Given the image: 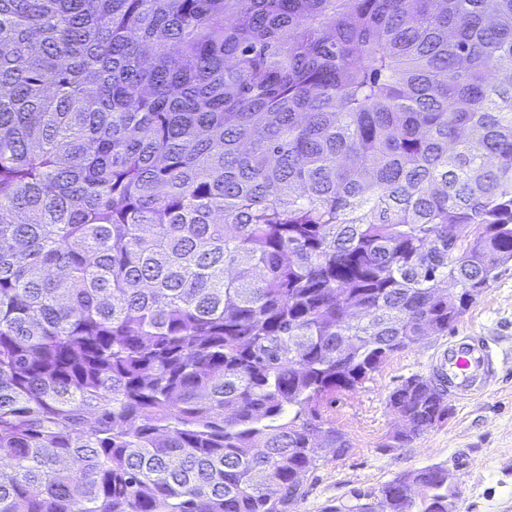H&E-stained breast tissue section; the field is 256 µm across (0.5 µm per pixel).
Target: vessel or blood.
Here are the masks:
<instances>
[{"label":"vessel or blood","mask_w":512,"mask_h":512,"mask_svg":"<svg viewBox=\"0 0 512 512\" xmlns=\"http://www.w3.org/2000/svg\"><path fill=\"white\" fill-rule=\"evenodd\" d=\"M491 353L485 343L470 336H457L439 356L448 377V389L459 399L483 394L490 383L488 366Z\"/></svg>","instance_id":"vessel-or-blood-1"}]
</instances>
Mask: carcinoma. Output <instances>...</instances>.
I'll return each instance as SVG.
<instances>
[{"label":"carcinoma","instance_id":"carcinoma-1","mask_svg":"<svg viewBox=\"0 0 512 512\" xmlns=\"http://www.w3.org/2000/svg\"><path fill=\"white\" fill-rule=\"evenodd\" d=\"M508 262L512 0H0V512H288Z\"/></svg>","mask_w":512,"mask_h":512}]
</instances>
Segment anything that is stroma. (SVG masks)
I'll list each match as a JSON object with an SVG mask.
<instances>
[{
    "instance_id": "obj_1",
    "label": "stroma",
    "mask_w": 512,
    "mask_h": 512,
    "mask_svg": "<svg viewBox=\"0 0 512 512\" xmlns=\"http://www.w3.org/2000/svg\"><path fill=\"white\" fill-rule=\"evenodd\" d=\"M452 334L488 338L495 371L488 390L465 402L449 397L444 424L406 447L386 450L387 435L400 424L387 406L389 392L411 374H429L448 338L429 336L396 354L373 380L337 398L332 411L351 446L307 474L304 494L290 512H325L353 490L376 488L398 473L434 464L456 472V512H512V263L499 268Z\"/></svg>"
}]
</instances>
